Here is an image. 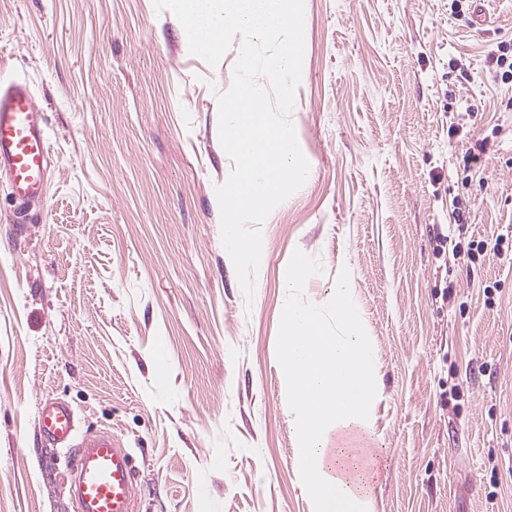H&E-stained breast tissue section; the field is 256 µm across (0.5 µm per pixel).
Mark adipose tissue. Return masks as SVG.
<instances>
[{
  "label": "adipose tissue",
  "instance_id": "obj_1",
  "mask_svg": "<svg viewBox=\"0 0 512 512\" xmlns=\"http://www.w3.org/2000/svg\"><path fill=\"white\" fill-rule=\"evenodd\" d=\"M336 319L344 336L330 334L311 310H285L281 333L288 342L282 351L288 378L289 408L294 414L299 457L315 468L322 491L314 498L316 512H370L364 493L363 463L352 439L370 424L371 348L361 332L352 290L338 281L331 292ZM333 369L342 382L335 389L324 378ZM322 400L318 417H311L307 397Z\"/></svg>",
  "mask_w": 512,
  "mask_h": 512
}]
</instances>
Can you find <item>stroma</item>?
<instances>
[{
  "label": "stroma",
  "instance_id": "35a3bbf8",
  "mask_svg": "<svg viewBox=\"0 0 512 512\" xmlns=\"http://www.w3.org/2000/svg\"><path fill=\"white\" fill-rule=\"evenodd\" d=\"M304 13L313 175L263 222L249 300L215 194L237 47L208 65L153 0H0V66L33 84L52 158L24 226L0 181V512H74L48 397L134 450L139 512H313L278 337L291 303L335 328L342 278L374 349L372 512H512V251L467 254L512 231V93L485 62L512 0Z\"/></svg>",
  "mask_w": 512,
  "mask_h": 512
}]
</instances>
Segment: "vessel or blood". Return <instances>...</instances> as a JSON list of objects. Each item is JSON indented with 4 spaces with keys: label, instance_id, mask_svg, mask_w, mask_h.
<instances>
[{
    "label": "vessel or blood",
    "instance_id": "vessel-or-blood-1",
    "mask_svg": "<svg viewBox=\"0 0 512 512\" xmlns=\"http://www.w3.org/2000/svg\"><path fill=\"white\" fill-rule=\"evenodd\" d=\"M51 155L46 118L31 84L9 71L0 72V175L7 180L24 220L47 184ZM40 430L53 448L71 451V492L76 512H138L136 469L129 449L112 435H79L72 407L45 398Z\"/></svg>",
    "mask_w": 512,
    "mask_h": 512
}]
</instances>
